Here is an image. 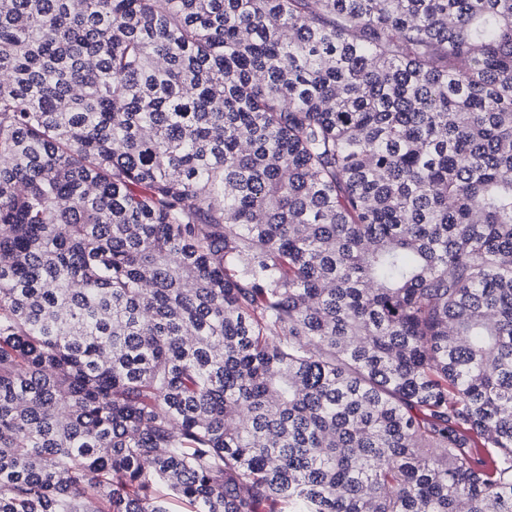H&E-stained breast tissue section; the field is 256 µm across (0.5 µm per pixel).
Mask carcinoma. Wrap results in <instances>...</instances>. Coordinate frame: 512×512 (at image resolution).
Instances as JSON below:
<instances>
[{"label":"carcinoma","instance_id":"1","mask_svg":"<svg viewBox=\"0 0 512 512\" xmlns=\"http://www.w3.org/2000/svg\"><path fill=\"white\" fill-rule=\"evenodd\" d=\"M0 512H512V0H0Z\"/></svg>","mask_w":512,"mask_h":512}]
</instances>
